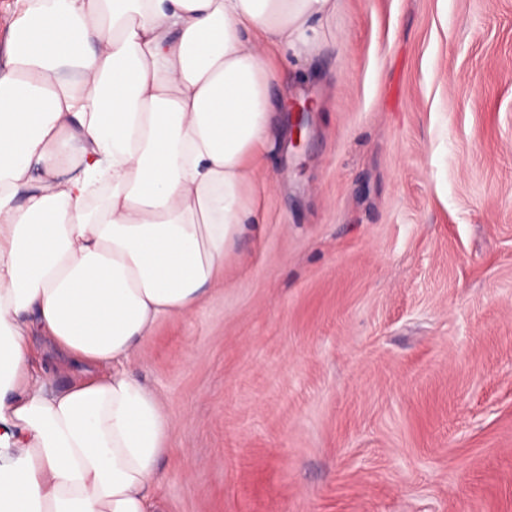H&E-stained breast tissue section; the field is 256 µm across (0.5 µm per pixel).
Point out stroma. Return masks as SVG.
Wrapping results in <instances>:
<instances>
[{"label":"stroma","instance_id":"35a3bbf8","mask_svg":"<svg viewBox=\"0 0 512 512\" xmlns=\"http://www.w3.org/2000/svg\"><path fill=\"white\" fill-rule=\"evenodd\" d=\"M262 217L131 366L157 512H512V0H336Z\"/></svg>","mask_w":512,"mask_h":512}]
</instances>
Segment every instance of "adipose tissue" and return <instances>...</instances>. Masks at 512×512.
I'll list each match as a JSON object with an SVG mask.
<instances>
[{"mask_svg":"<svg viewBox=\"0 0 512 512\" xmlns=\"http://www.w3.org/2000/svg\"><path fill=\"white\" fill-rule=\"evenodd\" d=\"M0 67V512H155L131 373L205 304L284 135L267 65L336 0H19Z\"/></svg>","mask_w":512,"mask_h":512,"instance_id":"obj_1","label":"adipose tissue"}]
</instances>
